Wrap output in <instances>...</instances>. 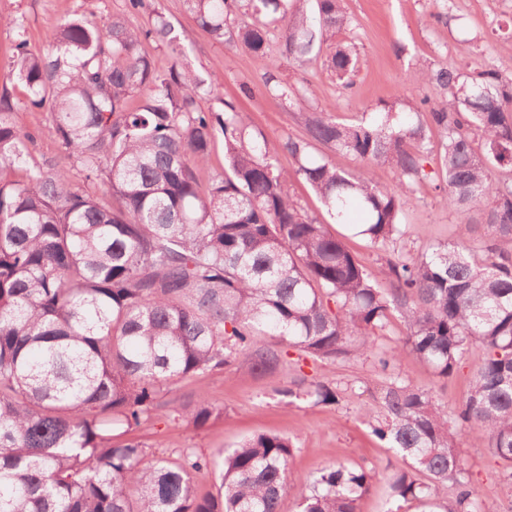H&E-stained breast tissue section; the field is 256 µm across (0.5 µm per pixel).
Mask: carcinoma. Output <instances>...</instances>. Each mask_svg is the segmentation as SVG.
<instances>
[{
	"label": "carcinoma",
	"mask_w": 512,
	"mask_h": 512,
	"mask_svg": "<svg viewBox=\"0 0 512 512\" xmlns=\"http://www.w3.org/2000/svg\"><path fill=\"white\" fill-rule=\"evenodd\" d=\"M298 2L183 0L214 40L241 44L265 68L272 28H281L283 55L303 70L353 20L343 0ZM8 24L17 31L9 65L27 105L49 110L50 132L102 193L28 165L31 138L13 124L15 103L1 90L0 512H280L295 452L285 437L258 434L211 458L189 451L175 461L151 459L126 437L158 417L161 399L188 375L222 370L238 355L273 370L278 355L261 336L303 361L354 359L385 371L411 357L442 378L480 345L485 361L460 407L441 408L395 380L372 432L401 460L387 467L390 503L483 512L464 480L457 436L481 427L493 454L512 465V249L503 247L512 244V181L492 176L512 168V78L416 70L412 82L435 97L348 123L305 112L306 137L275 148L247 132L233 104L200 107L215 82L178 62L156 69L144 42L178 47L161 13L147 30L126 17L103 25L68 18L43 54L27 49L23 20ZM330 68L353 87L350 48L334 45ZM264 86L289 104L305 92L270 72ZM218 133L224 171L204 184ZM313 142L367 168L389 165L397 182L351 175L311 155ZM280 152L294 159L292 171L278 165ZM295 176L335 223L390 251L376 273L285 192ZM425 180L463 217L462 231L483 219L481 249H396L407 234L403 208ZM394 312L407 336L384 351L376 337ZM282 393L324 405L344 399L321 381ZM183 417L202 427L224 412L201 396ZM210 466L216 493L198 499L191 472ZM374 478L373 469L328 465L301 493V512H356ZM450 480L457 492L448 500L438 488Z\"/></svg>",
	"instance_id": "obj_1"
}]
</instances>
